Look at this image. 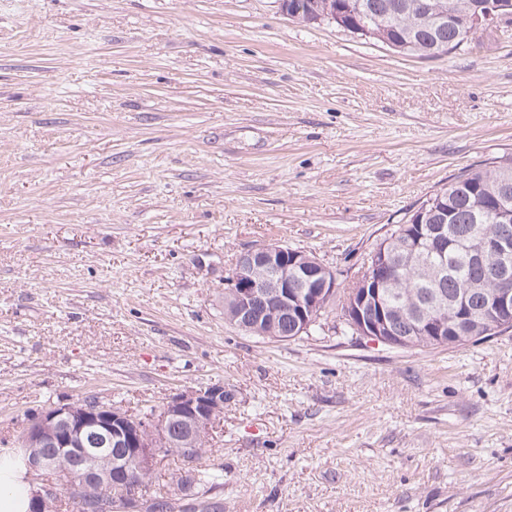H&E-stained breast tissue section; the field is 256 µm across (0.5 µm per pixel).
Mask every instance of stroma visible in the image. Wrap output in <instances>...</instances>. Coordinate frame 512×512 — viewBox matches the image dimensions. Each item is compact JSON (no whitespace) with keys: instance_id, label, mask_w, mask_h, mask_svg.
Wrapping results in <instances>:
<instances>
[{"instance_id":"stroma-1","label":"stroma","mask_w":512,"mask_h":512,"mask_svg":"<svg viewBox=\"0 0 512 512\" xmlns=\"http://www.w3.org/2000/svg\"><path fill=\"white\" fill-rule=\"evenodd\" d=\"M512 153V23L406 56L278 0H0V439L96 394L223 386L221 512H512V329L448 348L224 320L277 242L342 286Z\"/></svg>"}]
</instances>
